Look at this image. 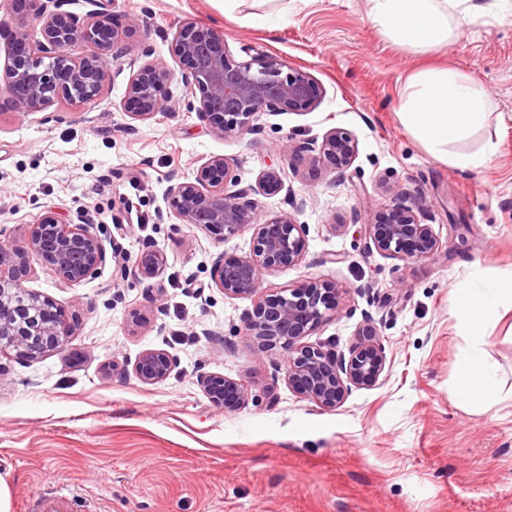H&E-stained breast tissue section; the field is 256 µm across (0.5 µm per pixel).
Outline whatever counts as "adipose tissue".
Wrapping results in <instances>:
<instances>
[{
    "label": "adipose tissue",
    "mask_w": 512,
    "mask_h": 512,
    "mask_svg": "<svg viewBox=\"0 0 512 512\" xmlns=\"http://www.w3.org/2000/svg\"><path fill=\"white\" fill-rule=\"evenodd\" d=\"M368 19L398 46L425 54L446 48L454 37V20L474 12L471 0H368ZM485 91L452 67L423 68L409 76L399 99V117L414 139L434 158L459 170L487 166L495 147L468 150L464 144L489 121ZM512 297V278L485 287L456 289L471 349L461 362L456 397L491 405L494 369L482 349L488 321L501 298Z\"/></svg>",
    "instance_id": "1"
}]
</instances>
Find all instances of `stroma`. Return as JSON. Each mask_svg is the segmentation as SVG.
I'll list each match as a JSON object with an SVG mask.
<instances>
[{"mask_svg":"<svg viewBox=\"0 0 512 512\" xmlns=\"http://www.w3.org/2000/svg\"><path fill=\"white\" fill-rule=\"evenodd\" d=\"M448 48L416 54L388 41L367 18V0H70L80 17L106 6L118 25L135 19L134 47L176 75L177 25L223 33L231 59L273 55L311 74L323 94L312 110L261 114L259 133L218 134L176 78L175 103L148 120L126 101L131 70H111L90 105L64 101L31 112L0 92V239L25 245L47 208L61 219L89 211L104 243H116L96 275L61 285L31 257L25 285L63 308L73 328L64 350L29 361L0 351V478L10 512L54 487L74 512H512V302L493 314L484 349L497 403L453 394L469 350L454 302L466 284L512 277V0H475ZM448 65L484 86L491 118L477 143L492 142L487 168L460 171L431 157L397 116L406 78ZM334 128L355 138L344 176L311 171L294 145ZM225 156L243 184L279 168L302 207L284 193L257 194L264 217L293 213L306 229L298 264L264 274L273 295L310 279L337 285V309L308 341L347 351L365 315L379 329L380 385L355 388L336 409L288 385L282 356L259 353L244 321L250 297H228L212 270L245 256L251 231L226 240L168 212L171 185ZM406 192L440 241L438 253L400 261L371 250L365 226ZM164 266L144 281L122 276L145 242ZM162 295L163 308L153 298ZM143 319L132 324L130 313ZM148 349L177 366L154 385L125 372ZM216 372L245 383L248 404L212 403L197 382Z\"/></svg>","mask_w":512,"mask_h":512,"instance_id":"obj_1","label":"stroma"}]
</instances>
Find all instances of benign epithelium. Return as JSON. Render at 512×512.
I'll return each mask as SVG.
<instances>
[{
	"instance_id": "obj_1",
	"label": "benign epithelium",
	"mask_w": 512,
	"mask_h": 512,
	"mask_svg": "<svg viewBox=\"0 0 512 512\" xmlns=\"http://www.w3.org/2000/svg\"><path fill=\"white\" fill-rule=\"evenodd\" d=\"M40 2L34 17L40 36L33 37L22 27L12 34L11 57L0 74V89L15 107L28 112L62 99L73 107L97 99L113 67L127 48L124 42L135 28L130 21L123 28L112 24L107 11L86 19L62 9L61 0ZM174 39L186 64L181 82L191 93H199L197 111L213 122L226 137L254 134L260 130L258 114L289 112L316 106L322 90L310 75L287 67L275 57L232 62L224 35L212 27L188 21L176 28ZM82 45L80 55L71 47ZM152 50L130 77L127 95L134 106L133 116L150 119L174 101L168 91L171 71L150 59ZM305 151L314 165L328 160L336 173L343 174L352 163L356 144L346 131L334 129L320 145L307 143ZM284 187L281 171H263L258 185H241L232 175V163L223 156L210 158L197 171L195 180L180 182L170 189L174 216L183 224L208 231L221 240L245 229L253 230L249 255L219 259L212 280L224 295L256 298L245 331L258 351L284 352L285 377L304 399L324 409L339 407L349 389L373 388L380 383L386 357L376 322L364 317L348 354L333 348L304 342V338L330 318L336 310L332 294L336 289L321 281H306L280 291L272 298L263 295V273L283 264L299 263L306 253L305 226L292 214L272 219L262 216L259 192L278 193ZM369 245L380 254L397 260L430 258L440 248L431 225L420 220L419 209L406 204L398 191L390 203L380 207L366 225ZM48 262L63 284H76L97 273L106 250L93 224L82 212L67 222L49 209L32 225L24 246L0 244V340L28 358L63 349L71 333L66 313L25 288L22 278L31 272L30 256ZM163 265L161 250L143 245L134 265V275L152 279ZM176 359L165 350L143 351L132 372L143 384L165 380ZM198 382L211 401L226 411L247 403L245 385L219 373H202Z\"/></svg>"
}]
</instances>
